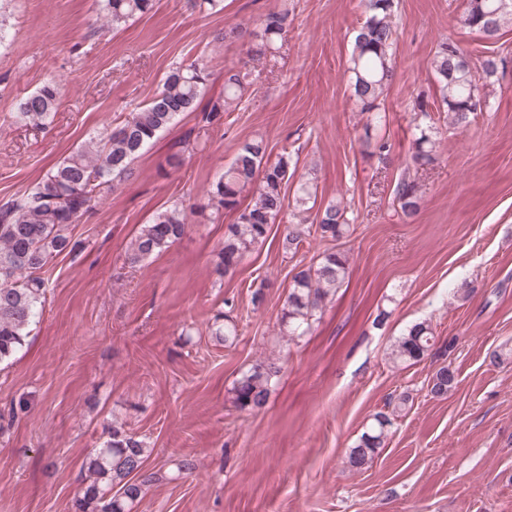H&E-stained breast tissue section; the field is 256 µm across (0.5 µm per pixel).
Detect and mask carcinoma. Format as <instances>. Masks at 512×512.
I'll use <instances>...</instances> for the list:
<instances>
[{"mask_svg":"<svg viewBox=\"0 0 512 512\" xmlns=\"http://www.w3.org/2000/svg\"><path fill=\"white\" fill-rule=\"evenodd\" d=\"M154 0H103V10L117 25L136 15L149 13ZM366 17L354 40L350 57V88L360 111L370 113L365 128L377 117L380 97L392 81L394 68L391 50L395 43L393 22L395 0H364ZM463 24L485 40H493L512 23V0H466ZM259 30L248 32L247 53L262 58L275 49L288 32V13L271 11L259 19ZM512 66V56L489 52L479 66L463 60L458 46L441 43L431 60L439 108L448 113L453 128L467 127L480 112L492 107V86ZM209 79L207 70L197 63L181 65L164 77L162 88L152 100L129 113L114 127H107L96 137L85 141L58 162L27 193L0 205V362L11 358L25 344L30 326L45 298L49 279L47 266L57 256L70 252L76 242L70 235L71 225L78 222L98 198L104 185L119 183L131 171V165L144 148L168 129L185 112L197 110ZM240 70L224 71V98L212 103L203 121L219 124L224 113L237 107L248 92ZM60 96L59 85L49 80L20 101L15 118L19 122L39 126L55 111ZM413 140L412 162L430 165L437 159L439 142L430 125L417 126ZM365 152L384 160L391 145L385 137L365 134ZM288 160L279 156L269 159L268 144L261 138L245 142L224 173L208 192L206 207L211 213L233 211L236 222L227 225L224 245L218 252L214 273L222 278L234 271L263 242L270 224L282 212L288 182ZM254 201L241 205L245 191ZM394 197L407 219L417 215L422 199L414 179L404 174L396 183ZM187 223L178 206L156 212L141 225L127 252V263L134 266L176 243L185 233ZM350 229L348 208L338 199L318 210L316 229L296 227L283 240L284 248L296 253L307 243L311 232L322 240L337 241ZM350 260L341 250L324 253L315 267L302 268L292 277V287L283 304L281 322L289 335L307 333L323 303L335 295L345 283ZM436 336L431 322L412 324L397 340L390 352L393 367H407L431 354ZM280 368L273 363H256L235 381L232 403L243 410H260L270 396ZM456 372L451 365L440 366L429 379V393L442 398L454 386ZM408 401L403 395L391 411H378L372 422L350 449L347 464L361 470L369 466L384 448L394 417ZM146 443L124 426L112 423L110 438L95 449L88 466L89 484L82 497L76 499V512H128L153 474L144 472Z\"/></svg>","mask_w":512,"mask_h":512,"instance_id":"cac0c4a2","label":"carcinoma"}]
</instances>
